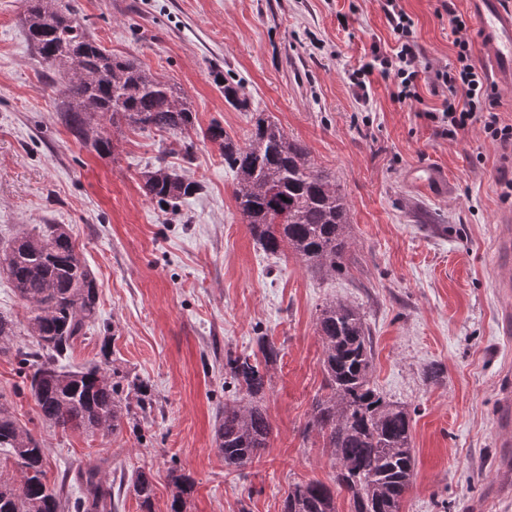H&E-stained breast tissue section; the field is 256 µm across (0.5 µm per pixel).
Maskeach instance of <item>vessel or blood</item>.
Returning <instances> with one entry per match:
<instances>
[{"label": "vessel or blood", "instance_id": "obj_1", "mask_svg": "<svg viewBox=\"0 0 512 512\" xmlns=\"http://www.w3.org/2000/svg\"><path fill=\"white\" fill-rule=\"evenodd\" d=\"M476 22L479 55L502 87L512 86V7L504 0H468ZM496 288L512 294V226L503 225L497 251Z\"/></svg>", "mask_w": 512, "mask_h": 512}]
</instances>
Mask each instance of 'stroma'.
I'll list each match as a JSON object with an SVG mask.
<instances>
[{
    "instance_id": "35a3bbf8",
    "label": "stroma",
    "mask_w": 512,
    "mask_h": 512,
    "mask_svg": "<svg viewBox=\"0 0 512 512\" xmlns=\"http://www.w3.org/2000/svg\"><path fill=\"white\" fill-rule=\"evenodd\" d=\"M102 47L163 77L188 98L196 124L220 122L245 140L256 114L277 121L335 176L349 206V272L327 279L291 253L263 252L238 212L235 177L218 147L181 136L106 127L112 154L77 141L58 116L60 95L25 33L27 0H0V244L39 224L62 225L96 277L98 316L70 365L110 362L146 381L154 409L138 431L102 436L43 423L14 354H0V395L45 449L47 481L102 464L119 512H142L129 482L151 472L154 512H169L171 470L195 490L185 512H282L288 489L331 483L336 466L307 425L325 392L320 308L336 299L365 314L372 378L414 409V482L402 512H512L494 483L502 392L512 384V335L498 326L494 266L512 215L498 184L504 151L473 125L449 139L427 117L441 98L432 69L455 59L441 0H402L420 50V101L400 104L391 80L371 78L358 101L348 74L373 46L395 45L380 0H62ZM240 80L247 110L224 100L212 66ZM199 182L178 210L140 189L158 158ZM433 166L447 197L413 183ZM0 314L14 343H31L29 307L0 270ZM279 351L263 406L269 444L243 472L215 442L226 352Z\"/></svg>"
}]
</instances>
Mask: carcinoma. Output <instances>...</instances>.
<instances>
[{"instance_id":"obj_1","label":"carcinoma","mask_w":512,"mask_h":512,"mask_svg":"<svg viewBox=\"0 0 512 512\" xmlns=\"http://www.w3.org/2000/svg\"><path fill=\"white\" fill-rule=\"evenodd\" d=\"M58 0H28L27 39L48 68L66 76L59 117L79 141L110 154L112 140L94 117L124 120L139 130L187 135L196 116L183 93L137 63L113 56L71 17ZM224 99L248 107L243 86L224 83ZM217 145L235 175L237 209L257 244L272 256L285 251L308 268L330 276L348 273L351 248L348 206L336 180L312 160L308 148L273 119L256 117L247 139L232 138L219 122L202 131ZM143 195L176 209L198 185L163 162L140 172ZM0 267L16 295L31 309L30 333L37 349H16L41 420L63 431L116 434L137 430L153 408L148 384L114 367L71 369L62 364L98 312L97 283L70 234L59 224L22 232L0 250ZM329 393L312 403L309 427L323 438L336 462V487L321 481L296 483L283 512H336L339 489L351 512H401L414 480L411 412L390 402L372 380L373 346L365 315L345 301L323 305L317 319ZM264 362L229 352L224 373L244 390L224 404L216 444L224 466L239 470L267 447L271 426L263 408L266 367L276 362L275 345L261 339ZM0 448L21 472L16 484L0 477V512H112V489L101 467L79 474L81 495L71 498L46 482L42 442L22 429L8 402H0ZM170 512H184L194 491L190 476L171 472ZM130 487L142 512H153L155 486L144 470Z\"/></svg>"}]
</instances>
